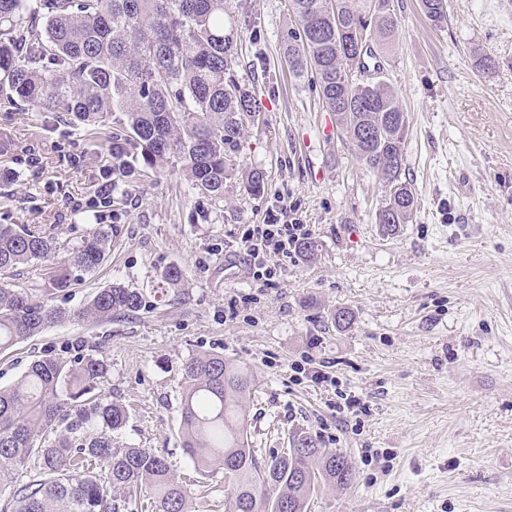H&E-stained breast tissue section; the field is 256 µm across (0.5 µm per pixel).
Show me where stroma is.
<instances>
[{"label":"stroma","mask_w":512,"mask_h":512,"mask_svg":"<svg viewBox=\"0 0 512 512\" xmlns=\"http://www.w3.org/2000/svg\"><path fill=\"white\" fill-rule=\"evenodd\" d=\"M226 4L238 33L232 73L262 107L241 160L264 172L263 196L234 183L206 218L170 169L152 183L127 177L123 202H109L96 193L100 141L51 112L0 108V224L73 244L97 224L118 230L107 262L70 288H53L40 263L18 269L17 286L76 307L116 279L151 291L171 264L188 279L181 303L151 299L133 316L18 344L0 356V386L45 353L104 359V389L130 413L117 444L164 455L186 481L195 471L177 435L181 365L210 350L258 379L246 402L253 447L277 452L305 431L352 460L353 483L319 489L307 512H512V0H448L439 29L418 0H393V48L367 61L382 64L407 120L401 178L418 207L393 235L377 220L385 182L307 79L288 72V0ZM479 52L499 67L478 72ZM274 211L309 225L318 252L258 288L238 228ZM341 309L354 316L343 331ZM306 365L334 385L309 382ZM346 394L366 412L337 413Z\"/></svg>","instance_id":"obj_1"}]
</instances>
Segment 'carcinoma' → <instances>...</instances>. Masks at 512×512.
Here are the masks:
<instances>
[{"label":"carcinoma","instance_id":"1","mask_svg":"<svg viewBox=\"0 0 512 512\" xmlns=\"http://www.w3.org/2000/svg\"><path fill=\"white\" fill-rule=\"evenodd\" d=\"M226 0H0V101L25 102L91 134L112 119V168L141 163L140 175L182 172L191 194L221 209L241 171L242 139L260 106L231 74L234 30H224ZM294 25L282 36L288 72L305 77L351 141L359 161L387 183L378 220L393 232L417 210L401 181L405 112L384 80L358 83L351 34L386 53L398 18L391 0H288ZM431 26L448 19V0H420ZM245 191L261 196L265 175L245 172ZM114 230L102 224L73 246L39 229L0 224V353L70 321L105 322L146 307L143 292L115 280L87 303L53 304L39 288H16L20 267H60L67 288L108 259ZM187 277L176 264L157 275L158 298L175 303ZM107 363L78 350L34 359L0 388V512H128L145 499L151 512H191L189 491L168 461L146 448L114 446L128 422L120 401L102 391ZM179 437L200 483L218 473L232 482L224 512H307L320 486L346 487L351 459L308 433L264 457L249 442L245 407L254 372L214 352L182 362ZM37 466L20 483L16 475Z\"/></svg>","mask_w":512,"mask_h":512}]
</instances>
